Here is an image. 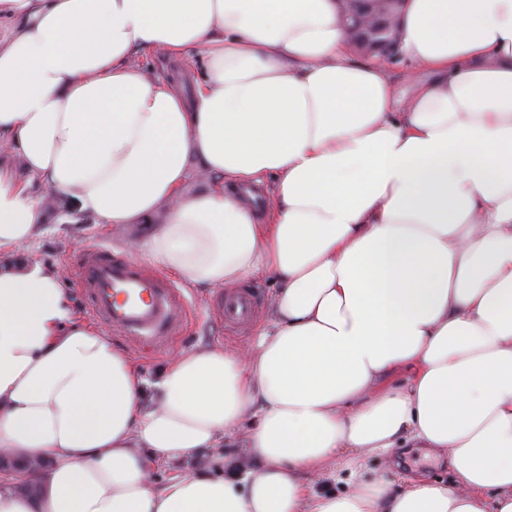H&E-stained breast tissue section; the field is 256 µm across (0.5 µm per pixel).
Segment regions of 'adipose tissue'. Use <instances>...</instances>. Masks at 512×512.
I'll list each match as a JSON object with an SVG mask.
<instances>
[{"mask_svg":"<svg viewBox=\"0 0 512 512\" xmlns=\"http://www.w3.org/2000/svg\"><path fill=\"white\" fill-rule=\"evenodd\" d=\"M398 22L409 97L351 59L337 0H0V257L45 223L39 181L115 229L163 214L126 248L186 287L278 284L253 345L150 384L57 274L0 267V451L54 460L0 512H512V0ZM142 50L204 73L184 94ZM228 440L256 467L153 487ZM408 443L458 481L357 479ZM339 458L353 480L316 491Z\"/></svg>","mask_w":512,"mask_h":512,"instance_id":"ef3b65f1","label":"adipose tissue"}]
</instances>
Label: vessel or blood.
I'll return each mask as SVG.
<instances>
[{
	"label": "vessel or blood",
	"mask_w": 512,
	"mask_h": 512,
	"mask_svg": "<svg viewBox=\"0 0 512 512\" xmlns=\"http://www.w3.org/2000/svg\"><path fill=\"white\" fill-rule=\"evenodd\" d=\"M76 284L94 318L113 330L149 343L168 346L184 320L180 293L142 266L113 258L109 249L96 247L82 254L75 265ZM224 320L245 323L256 308L247 288L220 294L216 299Z\"/></svg>",
	"instance_id": "obj_1"
}]
</instances>
